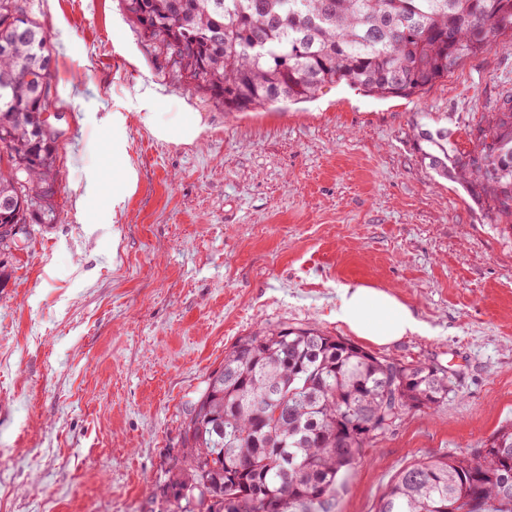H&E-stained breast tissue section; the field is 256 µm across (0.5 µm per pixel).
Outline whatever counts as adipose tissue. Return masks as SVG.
Returning a JSON list of instances; mask_svg holds the SVG:
<instances>
[{"label": "adipose tissue", "mask_w": 512, "mask_h": 512, "mask_svg": "<svg viewBox=\"0 0 512 512\" xmlns=\"http://www.w3.org/2000/svg\"><path fill=\"white\" fill-rule=\"evenodd\" d=\"M336 317L355 336L377 345L395 342L421 329L408 306L395 295L364 285L342 289Z\"/></svg>", "instance_id": "ef3b65f1"}]
</instances>
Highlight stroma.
<instances>
[{
  "label": "stroma",
  "instance_id": "obj_1",
  "mask_svg": "<svg viewBox=\"0 0 512 512\" xmlns=\"http://www.w3.org/2000/svg\"><path fill=\"white\" fill-rule=\"evenodd\" d=\"M48 29L57 218L0 256V512H177L161 493L184 410L241 337L336 318L387 290L421 332L374 353L448 372V399L378 437L336 512H374L415 461L512 422V236L413 144L425 114L465 139L512 95V33L411 98L346 85L228 112L179 80L121 0H26ZM161 97L139 111L143 84ZM199 121L192 142L154 125ZM134 194L113 206L122 166Z\"/></svg>",
  "mask_w": 512,
  "mask_h": 512
}]
</instances>
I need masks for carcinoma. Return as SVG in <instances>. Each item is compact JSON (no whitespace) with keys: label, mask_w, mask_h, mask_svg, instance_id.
<instances>
[{"label":"carcinoma","mask_w":512,"mask_h":512,"mask_svg":"<svg viewBox=\"0 0 512 512\" xmlns=\"http://www.w3.org/2000/svg\"><path fill=\"white\" fill-rule=\"evenodd\" d=\"M177 76L229 112L314 98L327 85L411 97L512 30V0H122ZM0 225L55 220L56 144L42 96L53 59L22 0H0ZM424 165L460 182L512 235V96L484 112L466 148L448 117L416 134ZM478 156L465 165L460 156ZM182 425V460L161 487L180 512H335L363 448L412 410L448 400V372L401 364L312 326L260 328ZM374 512H512V425L471 452L403 469Z\"/></svg>","instance_id":"carcinoma-1"}]
</instances>
